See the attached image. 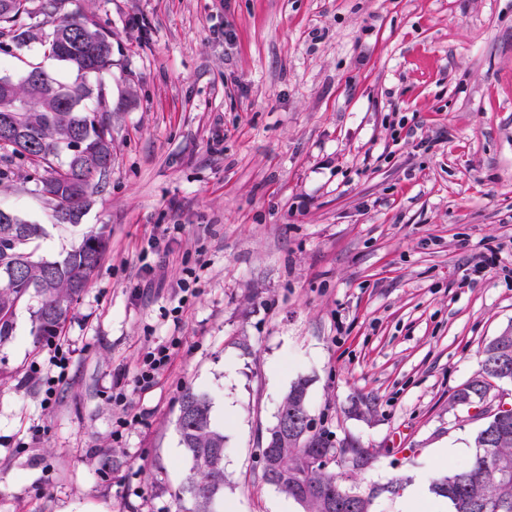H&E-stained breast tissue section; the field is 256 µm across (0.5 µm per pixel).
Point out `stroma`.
Instances as JSON below:
<instances>
[{"label":"stroma","instance_id":"obj_1","mask_svg":"<svg viewBox=\"0 0 512 512\" xmlns=\"http://www.w3.org/2000/svg\"><path fill=\"white\" fill-rule=\"evenodd\" d=\"M41 4L0 74L75 81L44 55ZM78 8L112 34L111 68L85 79L103 93L88 109L112 113L109 182L59 224L29 165L0 158V209L44 225L36 258L100 229L107 248L70 307L55 401L30 372L47 355L31 309L0 343V512H175L188 384L231 408L212 416L234 512L284 500L260 479L258 440L301 377L318 429L370 451L352 486L375 492L373 512H397L391 481L463 466L481 412L512 404L511 384L451 403L512 327V0L61 4ZM493 250L500 264L479 267ZM175 337L168 369L137 387L145 348ZM366 396L371 415H351ZM34 424L46 434L29 446ZM443 446L457 456L430 467Z\"/></svg>","mask_w":512,"mask_h":512}]
</instances>
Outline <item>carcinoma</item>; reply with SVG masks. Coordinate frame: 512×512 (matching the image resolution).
<instances>
[{
  "label": "carcinoma",
  "mask_w": 512,
  "mask_h": 512,
  "mask_svg": "<svg viewBox=\"0 0 512 512\" xmlns=\"http://www.w3.org/2000/svg\"><path fill=\"white\" fill-rule=\"evenodd\" d=\"M0 0V51L20 46L31 38L20 23L29 14L27 0ZM43 12L50 18L47 35L49 56L77 72L81 81L65 83L45 72L41 85L25 77L0 76L12 88L0 94V125L16 123L10 142L0 150L10 158L27 161L37 171L38 191L52 203V217L59 224H77L92 196L102 192L112 172V128L109 113L88 112L85 101L92 89L83 82L112 66V41L96 21L81 10L61 14L57 0H45ZM44 233L43 226L19 215L0 221V343L12 336L19 305L38 298L34 311L35 341L61 332L74 297L86 287L107 246L98 233L87 237L64 258L33 259L31 244ZM512 383V328H505L485 344L479 372L454 393L453 402L483 400L493 385ZM310 380L295 381L282 404L307 414ZM179 442L191 466L175 493L181 512H218L224 496V433L211 415L207 393L191 385L182 387L175 422ZM261 451L274 457L278 466L295 477V485L317 484L340 499L352 495L356 512H372L378 491L360 493L343 486V480L365 468L369 451L352 438L339 441L325 431H299L280 436L278 426L261 438ZM475 452L459 471L434 481L432 492L448 499L454 512H512V408L486 417L474 440ZM493 455L499 466L487 464ZM339 456L343 472L321 471V456Z\"/></svg>",
  "instance_id": "obj_1"
}]
</instances>
